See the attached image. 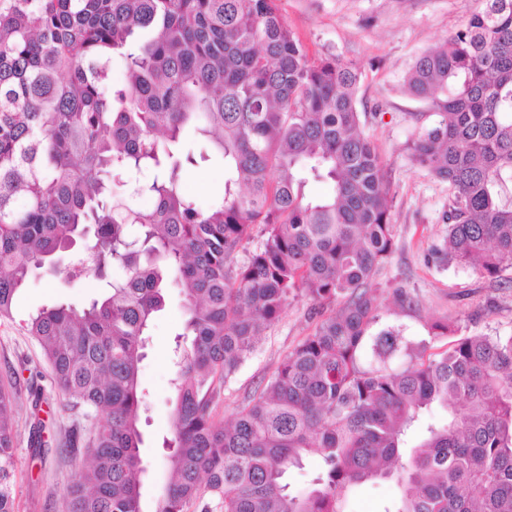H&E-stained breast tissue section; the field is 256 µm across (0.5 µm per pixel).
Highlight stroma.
<instances>
[{
  "instance_id": "obj_1",
  "label": "stroma",
  "mask_w": 512,
  "mask_h": 512,
  "mask_svg": "<svg viewBox=\"0 0 512 512\" xmlns=\"http://www.w3.org/2000/svg\"><path fill=\"white\" fill-rule=\"evenodd\" d=\"M277 5L310 58L334 57L355 64L362 73L364 130L378 150L393 199L394 251L372 287L378 328L401 327L406 339L425 342L430 353L447 348L449 342L448 337L428 335L429 325L438 320L450 323L459 337L512 332V271L492 282L469 270L443 266L433 257L448 236L444 215L450 190L410 156L409 144L425 125L428 106L402 87L414 58L444 42L482 8L483 0H278ZM183 188L204 205L221 197L223 165L203 162L188 168ZM398 288L413 295L415 308L396 303ZM98 294L93 280L71 282L64 273L44 272L18 292L11 318L0 320V378L13 372L20 381L15 512H68L66 488L77 478L87 452L85 443L71 441L73 431L81 426L80 415L54 386L51 369L24 325L44 307L65 302L80 308ZM311 308L302 297L289 302L255 352L225 383L217 421L230 418L241 402L259 391L288 351L312 332ZM185 320L181 290L168 289L166 306L152 321L140 367L147 399L140 425L145 512H152L169 483L165 441L175 403L173 349ZM33 385L42 392L36 411L29 396ZM36 419L42 423L44 451L39 455L30 447V425Z\"/></svg>"
}]
</instances>
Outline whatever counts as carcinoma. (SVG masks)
Returning <instances> with one entry per match:
<instances>
[{"label": "carcinoma", "mask_w": 512, "mask_h": 512, "mask_svg": "<svg viewBox=\"0 0 512 512\" xmlns=\"http://www.w3.org/2000/svg\"><path fill=\"white\" fill-rule=\"evenodd\" d=\"M359 81L351 63L309 59L277 0H0V318L78 242L86 265L67 276L104 289L26 323L89 435L69 512H144L139 364L170 283L191 342L176 344L172 478L153 512H346L354 487L378 481L401 487L380 512H512V333L426 356L399 329L372 331L392 198ZM403 87L434 117L412 160L451 190L438 259L497 281L512 270V0H486ZM212 157L224 195L203 208L181 176ZM143 168L153 178L133 191L153 206L133 210L116 177ZM311 181L329 194L307 196ZM298 295L313 332L216 424L224 384ZM14 407L9 376L0 512H14ZM308 456L318 471L294 492L286 476Z\"/></svg>", "instance_id": "cac0c4a2"}]
</instances>
